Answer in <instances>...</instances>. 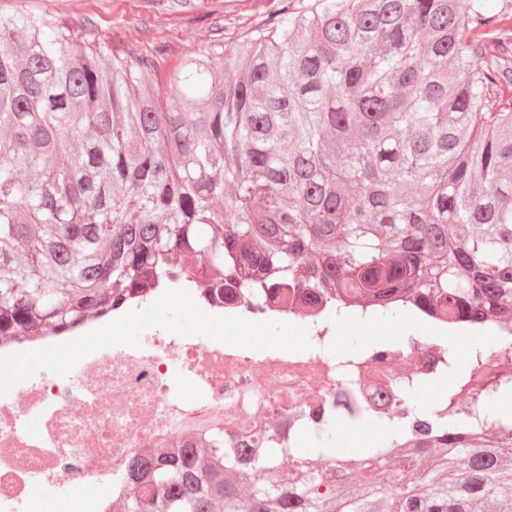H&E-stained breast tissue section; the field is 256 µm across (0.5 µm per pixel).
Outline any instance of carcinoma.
<instances>
[{
	"instance_id": "carcinoma-1",
	"label": "carcinoma",
	"mask_w": 512,
	"mask_h": 512,
	"mask_svg": "<svg viewBox=\"0 0 512 512\" xmlns=\"http://www.w3.org/2000/svg\"><path fill=\"white\" fill-rule=\"evenodd\" d=\"M152 56L65 23L0 17V335L58 332L198 273L217 297L419 306L512 319V11L486 0L283 5L166 79ZM180 256V264L171 255ZM498 437L443 429L404 449L392 492L344 498L335 425L291 475L253 448L136 464L121 512H512V413ZM330 462L317 470L315 459Z\"/></svg>"
}]
</instances>
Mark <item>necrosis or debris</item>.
I'll return each instance as SVG.
<instances>
[{"label": "necrosis or debris", "mask_w": 512, "mask_h": 512, "mask_svg": "<svg viewBox=\"0 0 512 512\" xmlns=\"http://www.w3.org/2000/svg\"><path fill=\"white\" fill-rule=\"evenodd\" d=\"M170 291L154 285L97 320L35 344L0 336V512H49L61 500L79 502L81 512H115L127 497L134 460L193 439L280 449L281 470L289 474L295 461L287 449L297 437L328 416L345 424L354 409L379 427L388 452L423 425L496 433L485 384L512 377V364L500 355L512 331L500 325H487L495 344L445 414L435 400L420 408L418 395L448 362L442 337L398 336L383 349L371 342L338 355L335 304L325 298H274L252 312L257 321L304 329L299 349L176 329L118 339L145 300ZM107 329L115 339L104 338ZM341 391L352 393V407L337 405ZM92 483L107 494L87 495Z\"/></svg>", "instance_id": "necrosis-or-debris-1"}]
</instances>
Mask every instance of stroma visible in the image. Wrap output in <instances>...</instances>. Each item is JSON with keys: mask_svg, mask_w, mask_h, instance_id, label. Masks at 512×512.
I'll use <instances>...</instances> for the list:
<instances>
[{"mask_svg": "<svg viewBox=\"0 0 512 512\" xmlns=\"http://www.w3.org/2000/svg\"><path fill=\"white\" fill-rule=\"evenodd\" d=\"M282 0H0V17L18 13L43 16L79 28L88 27L95 41L136 54L156 56L161 72L177 68L186 58L225 48L256 34L279 11ZM144 325H161L193 334L206 319L191 312L181 295L145 306L124 330L135 341ZM410 318H380L378 324L345 322V350L362 348L366 337L393 338L420 333Z\"/></svg>", "mask_w": 512, "mask_h": 512, "instance_id": "obj_1", "label": "stroma"}]
</instances>
